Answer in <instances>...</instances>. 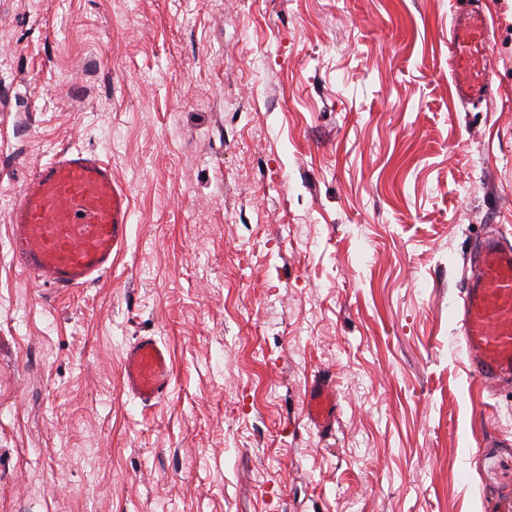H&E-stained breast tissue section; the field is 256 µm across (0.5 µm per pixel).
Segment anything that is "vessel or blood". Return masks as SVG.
<instances>
[{"mask_svg": "<svg viewBox=\"0 0 512 512\" xmlns=\"http://www.w3.org/2000/svg\"><path fill=\"white\" fill-rule=\"evenodd\" d=\"M491 29L477 10L455 16L448 41L456 95L489 100ZM131 216L128 190L112 178L97 153H55L26 182L9 211V243L26 274L62 291L94 283L112 271L124 248ZM474 377L491 388L512 383V244L484 238L457 309ZM126 386L148 404L164 400L172 382L170 353L152 336H139L124 355ZM305 414L320 430L333 427L336 393L326 373L316 375Z\"/></svg>", "mask_w": 512, "mask_h": 512, "instance_id": "vessel-or-blood-1", "label": "vessel or blood"}]
</instances>
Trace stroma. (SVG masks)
Masks as SVG:
<instances>
[{"label":"stroma","instance_id":"1","mask_svg":"<svg viewBox=\"0 0 512 512\" xmlns=\"http://www.w3.org/2000/svg\"><path fill=\"white\" fill-rule=\"evenodd\" d=\"M475 0H0V512H498L512 392L469 370L467 259L512 240V0L461 101ZM131 198L109 276L60 295L8 212L57 151ZM169 347L143 406L126 347ZM328 371L338 412L310 425ZM491 29L486 16L472 10L453 18L448 39V64L456 95L463 100L488 101L491 94L487 46ZM305 415L321 431L329 430L336 420V393L330 377L322 372L315 376L305 400Z\"/></svg>","mask_w":512,"mask_h":512}]
</instances>
